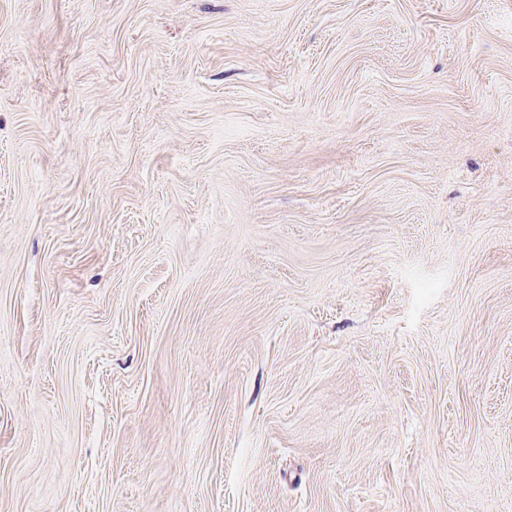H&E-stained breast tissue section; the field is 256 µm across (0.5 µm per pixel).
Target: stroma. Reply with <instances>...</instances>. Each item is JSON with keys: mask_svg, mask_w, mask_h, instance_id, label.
<instances>
[{"mask_svg": "<svg viewBox=\"0 0 512 512\" xmlns=\"http://www.w3.org/2000/svg\"><path fill=\"white\" fill-rule=\"evenodd\" d=\"M0 512H512V0H0Z\"/></svg>", "mask_w": 512, "mask_h": 512, "instance_id": "1", "label": "stroma"}]
</instances>
